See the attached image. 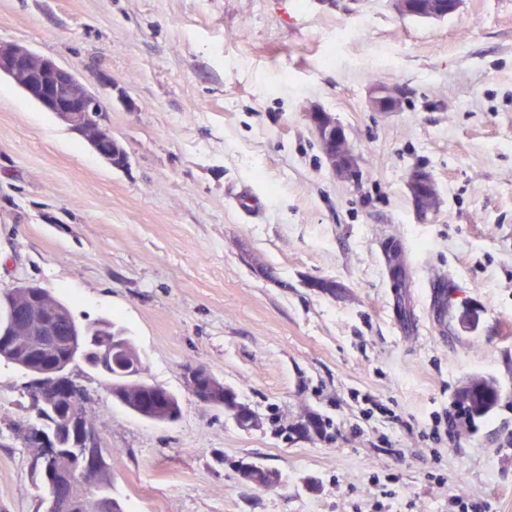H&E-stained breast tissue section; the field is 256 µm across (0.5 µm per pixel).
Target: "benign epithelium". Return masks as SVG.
<instances>
[{
	"label": "benign epithelium",
	"mask_w": 512,
	"mask_h": 512,
	"mask_svg": "<svg viewBox=\"0 0 512 512\" xmlns=\"http://www.w3.org/2000/svg\"><path fill=\"white\" fill-rule=\"evenodd\" d=\"M391 7L401 18L442 19L458 11L461 0H448L447 7L440 11H423L417 0H390ZM11 78L32 101L44 110L54 114L56 119L76 132L89 127L97 133L87 139L88 144L107 164H112L111 153L104 145L114 141L108 123V110L99 96L93 94L86 81L70 70L62 67L53 58L39 54L27 47L12 43L0 42V76ZM369 107L374 112H397L401 107V96L392 87L376 85L372 88ZM305 117L315 132L336 129V142L340 144L343 162L336 164V154L327 156L331 169L340 177L353 179L357 176L358 157L349 143L344 130L339 127L335 118L325 110L313 106L305 112ZM410 192L429 190L439 194L436 181L419 171L414 170L408 178ZM63 387L69 392L76 386L65 381V374L59 370L49 369L42 374L40 382L34 387L32 404L40 413L46 411L51 396ZM70 452L78 455L81 465L78 470L67 472L51 471L52 481L59 487L74 488L78 475H92L97 461L82 448H72ZM91 496V487L85 486L81 495H68L53 500L52 507L57 512H75L85 506L86 499Z\"/></svg>",
	"instance_id": "obj_1"
}]
</instances>
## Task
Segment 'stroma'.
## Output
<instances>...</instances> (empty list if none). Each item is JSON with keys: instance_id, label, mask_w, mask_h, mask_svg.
Segmentation results:
<instances>
[{"instance_id": "1", "label": "stroma", "mask_w": 512, "mask_h": 512, "mask_svg": "<svg viewBox=\"0 0 512 512\" xmlns=\"http://www.w3.org/2000/svg\"><path fill=\"white\" fill-rule=\"evenodd\" d=\"M0 41L112 85L123 169L0 77V291L112 320L141 380L179 397V420H144L69 369L125 512H512V0L439 20L389 0H0ZM376 82L403 87L400 111H371ZM415 169L440 192L423 218ZM198 367L258 427L197 399ZM472 376L499 398L470 425ZM29 381L0 361V512H44ZM305 117L309 124L316 132L319 139H321L320 132L336 128V142L340 144V153L343 162L336 165V149L331 155L325 153L331 169L340 177L346 179H353L357 176L358 157L353 147L349 143L344 130L338 125L335 118L322 108L313 106L305 112ZM333 133L323 134L321 139V146L326 150L325 143L332 136Z\"/></svg>"}]
</instances>
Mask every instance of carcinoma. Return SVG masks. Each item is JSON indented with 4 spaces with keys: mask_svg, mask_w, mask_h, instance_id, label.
<instances>
[{
    "mask_svg": "<svg viewBox=\"0 0 512 512\" xmlns=\"http://www.w3.org/2000/svg\"><path fill=\"white\" fill-rule=\"evenodd\" d=\"M27 325L25 336L15 343L0 344V360L10 363L31 375L41 376L45 364L60 368L82 361L90 368L106 373L111 379L109 393L131 413L153 422H171L181 415L179 397L160 384L133 379L142 369L140 355L124 331L110 320L80 325L71 309L60 298L43 288H12L0 293V326L16 322ZM58 336H73L81 345L47 346L43 336L47 331ZM200 400L215 406L224 405V388L202 382L193 392ZM83 390L52 403L50 413L41 417L43 427L49 422L60 424L58 439L63 448H80L86 427L93 426L85 406ZM497 401V386L493 379L470 377L458 389L456 405L470 419L487 415ZM93 450L100 456L98 470L88 478L93 487V499L83 512H124L121 504L111 496L112 470L108 463V449L95 443ZM278 471L258 464L250 474L248 483L266 487L280 481Z\"/></svg>",
    "mask_w": 512,
    "mask_h": 512,
    "instance_id": "cac0c4a2",
    "label": "carcinoma"
}]
</instances>
